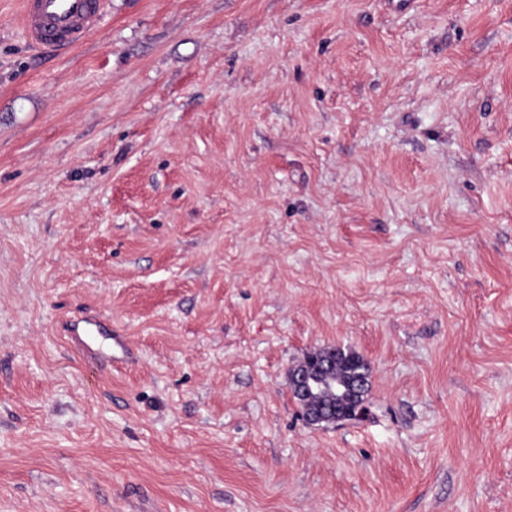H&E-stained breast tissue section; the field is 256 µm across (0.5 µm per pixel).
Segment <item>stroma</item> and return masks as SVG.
<instances>
[{
    "label": "stroma",
    "instance_id": "stroma-1",
    "mask_svg": "<svg viewBox=\"0 0 512 512\" xmlns=\"http://www.w3.org/2000/svg\"><path fill=\"white\" fill-rule=\"evenodd\" d=\"M20 10L0 512H512V0H107L64 57ZM336 345L370 415L311 426ZM322 349L310 352L304 360L289 371V387L301 391L304 395L313 392L316 382L308 377L310 371L321 372L329 367V362L321 352Z\"/></svg>",
    "mask_w": 512,
    "mask_h": 512
}]
</instances>
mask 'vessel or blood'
<instances>
[{"label": "vessel or blood", "mask_w": 512, "mask_h": 512, "mask_svg": "<svg viewBox=\"0 0 512 512\" xmlns=\"http://www.w3.org/2000/svg\"><path fill=\"white\" fill-rule=\"evenodd\" d=\"M21 4V22L32 44L62 54L90 34L106 0H21Z\"/></svg>", "instance_id": "vessel-or-blood-1"}]
</instances>
